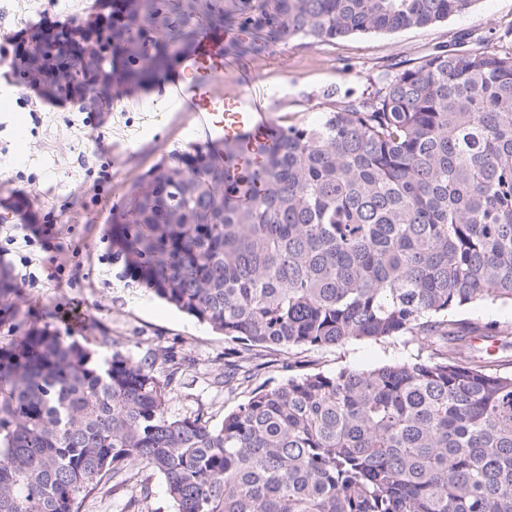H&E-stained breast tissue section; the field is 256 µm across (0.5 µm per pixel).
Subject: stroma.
Wrapping results in <instances>:
<instances>
[{"instance_id": "35a3bbf8", "label": "stroma", "mask_w": 512, "mask_h": 512, "mask_svg": "<svg viewBox=\"0 0 512 512\" xmlns=\"http://www.w3.org/2000/svg\"><path fill=\"white\" fill-rule=\"evenodd\" d=\"M99 14L95 0H0V35L9 37L44 18L67 16L89 23ZM480 53L512 45V0H476L466 12L443 22L394 32L358 34L315 46L294 38L263 52H248L247 41H228L225 52L256 70L260 79L251 96L277 124H309L329 100L342 101L370 92L378 76L424 60L441 46ZM161 83L123 91L112 98L107 122L91 126L90 113L30 96L27 84L10 85L0 77V93L15 92L8 112L18 113L30 151L17 157L11 133L0 129V195L31 193L35 210L51 224L47 249H35V283L24 284L19 261L7 258L13 292L0 305V345L29 329L51 326L77 339L96 355L108 350L141 357L165 349L186 359L173 384L169 412L182 416L203 410L211 424L249 396L216 384L234 344L126 277L112 261V214L122 210L131 192L169 153L196 144L188 132L191 113L173 112L160 98ZM79 325L65 322L72 311ZM418 353L416 344L393 337L357 341L342 347L254 350L251 385L286 378L288 360L304 370L333 372L371 369Z\"/></svg>"}]
</instances>
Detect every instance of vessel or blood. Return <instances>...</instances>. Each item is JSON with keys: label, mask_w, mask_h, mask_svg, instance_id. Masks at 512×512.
<instances>
[{"label": "vessel or blood", "mask_w": 512, "mask_h": 512, "mask_svg": "<svg viewBox=\"0 0 512 512\" xmlns=\"http://www.w3.org/2000/svg\"><path fill=\"white\" fill-rule=\"evenodd\" d=\"M229 38L227 31L202 28L193 47L176 64L163 94L168 106L194 114L209 148L219 150L227 144L240 146L242 152L233 156L232 163L244 170L254 162L255 137L265 130L267 121L246 92L257 80L252 69H238L239 91L224 89V72L230 67L224 45ZM38 220L30 194L0 197L1 222L32 224Z\"/></svg>", "instance_id": "b4317fda"}]
</instances>
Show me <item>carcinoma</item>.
Here are the masks:
<instances>
[{
    "label": "carcinoma",
    "mask_w": 512,
    "mask_h": 512,
    "mask_svg": "<svg viewBox=\"0 0 512 512\" xmlns=\"http://www.w3.org/2000/svg\"><path fill=\"white\" fill-rule=\"evenodd\" d=\"M475 0H112V90L155 79L202 26L252 50L428 26ZM238 190L224 157L172 152L112 220V260L238 344L406 336L410 360L291 375L212 425L168 412L166 350L97 357L49 326L0 346V512H81L140 464L172 512H512V49L442 48L319 122L278 125ZM497 353L477 356L476 337ZM146 485L127 507L143 512ZM479 317L483 320L512 321V307L488 304L480 309L466 308L459 313L460 318Z\"/></svg>",
    "instance_id": "cac0c4a2"
}]
</instances>
